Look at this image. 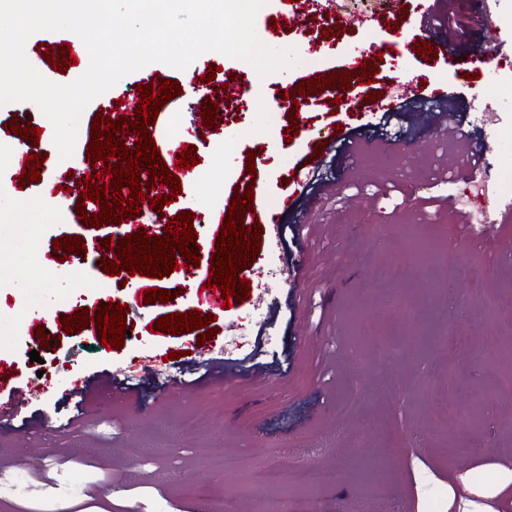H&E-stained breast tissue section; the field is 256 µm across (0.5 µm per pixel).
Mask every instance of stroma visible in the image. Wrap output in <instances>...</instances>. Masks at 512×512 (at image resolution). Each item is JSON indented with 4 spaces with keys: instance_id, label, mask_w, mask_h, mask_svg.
<instances>
[{
    "instance_id": "35a3bbf8",
    "label": "stroma",
    "mask_w": 512,
    "mask_h": 512,
    "mask_svg": "<svg viewBox=\"0 0 512 512\" xmlns=\"http://www.w3.org/2000/svg\"><path fill=\"white\" fill-rule=\"evenodd\" d=\"M409 11L398 28L387 25L379 0H338L340 14H364L371 24L338 26L334 37L308 47L303 34L279 31L267 39L273 48H295L300 65L259 76L247 62L209 51L185 69L153 62L123 77L83 111L84 123L111 116L112 104L132 95L144 75L183 82L221 66L223 77H238L247 90L235 105L220 106L211 137L198 134V95L185 86L160 108L154 143L166 150L171 125L182 130L181 148H195L201 166L214 169L204 185L191 170H177L182 191L164 206L168 218L194 214L195 247L201 256L198 279L210 276V257L225 220L231 189L252 181L258 203L275 209L283 182L309 162L310 137L334 120L364 129L376 125L369 112L333 111L329 96L299 103L296 120L276 105L285 88L311 74L363 53L377 71L373 90L393 79L446 84L463 113H494L486 129L491 146L487 166L512 169V99L485 96L484 88L502 72L487 65L479 79L448 70L441 56L380 54L378 45L422 41L424 0H404ZM435 9L460 23L463 56L500 46L512 59V31L478 26L479 0H435ZM41 130L45 154L36 183L20 185L22 136L5 124ZM295 136H288L287 128ZM389 130L402 137L407 153L376 151L351 156L326 150L324 190H337L341 206L315 196L300 201L303 225L312 236L286 245L284 228L265 225L259 255L248 266V300L217 314L210 340L225 365L257 356L260 376L213 380L167 389L179 375L173 351L197 346V331L171 334L156 329L162 316L199 309L193 282L180 270L151 278L127 271L104 273L93 251L101 240L117 241L126 224L85 226L74 207L57 203L69 172L87 164L89 137L77 140L60 159L54 129L30 102L0 105V219L14 232L0 239V359L22 374H44L49 384L29 405L33 425L26 434L0 427V477L23 473L25 490L0 488V512H55L58 496L83 512H460L471 502L477 512H512V484L495 497L485 490L500 468L512 469V334L490 322L483 309L494 295L512 316V253L506 233L492 226L484 234L459 232L454 214L424 207L429 197L460 200L468 187L462 176L441 181L433 170L454 164L451 138L439 132L432 112H408ZM234 150L219 153V140ZM256 150L254 172H247L241 145ZM83 237L87 249L58 261L55 239ZM418 241L433 256L452 254L460 274L452 292L429 287L438 265L423 266L409 247ZM174 291L169 302L145 303L151 288ZM106 302L125 304L131 335L121 349L99 345L87 331L61 333L63 316L95 310ZM427 311L426 344L413 341L415 310ZM40 313L49 332L47 346L33 341L25 322ZM499 345L492 365L479 364L486 344ZM39 361H31L30 351ZM117 373L135 393H93L82 426L65 427L62 405L88 375ZM456 385H449V373ZM309 453L311 465L336 475L335 481L282 486L263 481L268 468L294 470L295 449ZM123 484L122 495L104 485Z\"/></svg>"
}]
</instances>
